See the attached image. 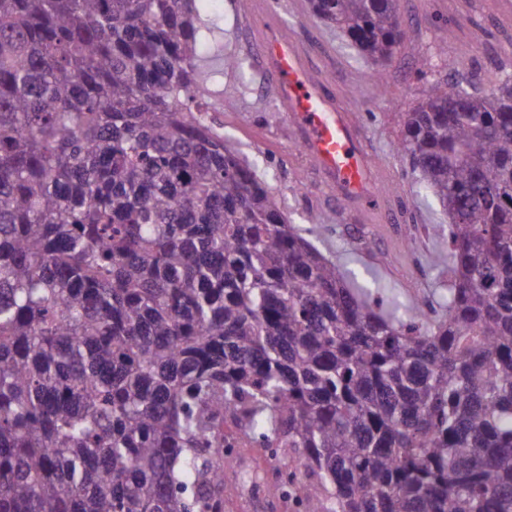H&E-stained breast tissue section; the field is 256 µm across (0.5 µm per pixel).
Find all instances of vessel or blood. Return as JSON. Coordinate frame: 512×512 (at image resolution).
Returning <instances> with one entry per match:
<instances>
[{
  "mask_svg": "<svg viewBox=\"0 0 512 512\" xmlns=\"http://www.w3.org/2000/svg\"><path fill=\"white\" fill-rule=\"evenodd\" d=\"M262 51L278 100L301 129L304 148L326 183L349 196L362 194L371 171L360 136L311 81L303 49L270 36L263 39Z\"/></svg>",
  "mask_w": 512,
  "mask_h": 512,
  "instance_id": "b4317fda",
  "label": "vessel or blood"
}]
</instances>
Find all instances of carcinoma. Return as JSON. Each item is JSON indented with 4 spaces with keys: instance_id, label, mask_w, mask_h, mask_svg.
Wrapping results in <instances>:
<instances>
[{
    "instance_id": "cac0c4a2",
    "label": "carcinoma",
    "mask_w": 512,
    "mask_h": 512,
    "mask_svg": "<svg viewBox=\"0 0 512 512\" xmlns=\"http://www.w3.org/2000/svg\"><path fill=\"white\" fill-rule=\"evenodd\" d=\"M205 0H0V512H512V73L397 149L448 211L441 313L374 303L204 123ZM374 63L398 0H310ZM233 431L228 439L224 428ZM234 450L238 456L248 458L251 464L248 469L238 471L230 478L224 477V512H291L288 503L267 494V485L279 480V475L269 460L268 450L237 446ZM251 477H256V480H251ZM259 480L265 482L264 493L259 497L246 493L245 489ZM225 487H228L230 491H225Z\"/></svg>"
}]
</instances>
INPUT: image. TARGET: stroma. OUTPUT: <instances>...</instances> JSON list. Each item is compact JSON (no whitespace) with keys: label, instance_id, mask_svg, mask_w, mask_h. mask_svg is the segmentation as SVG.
Returning <instances> with one entry per match:
<instances>
[{"label":"stroma","instance_id":"obj_1","mask_svg":"<svg viewBox=\"0 0 512 512\" xmlns=\"http://www.w3.org/2000/svg\"><path fill=\"white\" fill-rule=\"evenodd\" d=\"M399 12L406 48L384 66L379 86L372 62L314 18L307 0H206L204 15L217 19L224 54L204 64L217 73L214 90L226 101L206 120L271 187L289 224L342 264L355 285L374 282L384 296L434 306L448 285L441 260L448 253L449 219L396 150L403 114L448 75L485 91L501 70H512V0H399ZM262 19L304 49L321 93L364 135L378 193L354 201L327 189L280 107L260 48ZM228 56L241 59L242 70L226 69ZM315 214L323 226L312 223ZM240 454L250 466L225 479L224 512H290L277 498L247 492L253 480L277 481L268 450Z\"/></svg>","mask_w":512,"mask_h":512}]
</instances>
